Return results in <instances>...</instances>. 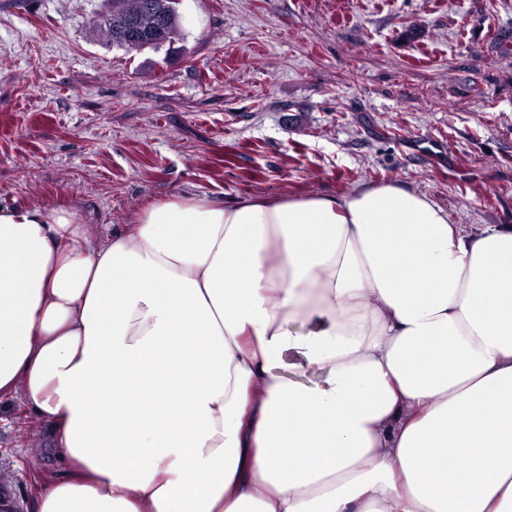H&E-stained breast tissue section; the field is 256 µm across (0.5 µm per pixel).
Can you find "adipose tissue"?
<instances>
[{
    "label": "adipose tissue",
    "mask_w": 512,
    "mask_h": 512,
    "mask_svg": "<svg viewBox=\"0 0 512 512\" xmlns=\"http://www.w3.org/2000/svg\"><path fill=\"white\" fill-rule=\"evenodd\" d=\"M38 512H512V225L386 183L0 206V402ZM0 483L15 496L14 512H33L37 487L68 477L63 456L46 453L36 433L38 420L18 401L0 405Z\"/></svg>",
    "instance_id": "obj_1"
}]
</instances>
